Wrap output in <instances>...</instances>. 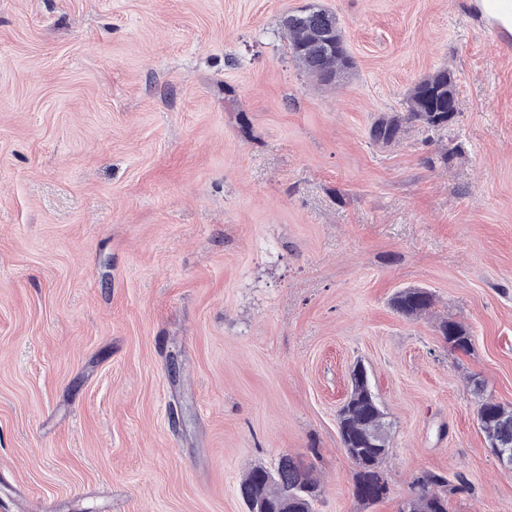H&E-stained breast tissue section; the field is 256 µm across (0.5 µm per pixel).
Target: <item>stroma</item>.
<instances>
[{
  "mask_svg": "<svg viewBox=\"0 0 512 512\" xmlns=\"http://www.w3.org/2000/svg\"><path fill=\"white\" fill-rule=\"evenodd\" d=\"M309 7L337 83L288 50ZM443 68L455 117L375 144ZM358 363L373 505L338 434ZM475 378L512 406V39L469 0H0V512H247L284 454L314 512H400L426 471L466 482L448 512H512ZM313 17L308 26L297 25L292 17L288 16V23L285 21V28L288 31V47L293 57L299 62L304 71L318 81L326 83L331 79H338L350 71L353 61L349 55L343 40L341 29L337 21L331 29L325 30V18L331 13L325 9H309ZM328 34L332 42V50L327 53L315 52L307 47L316 41L317 37ZM394 309L409 319L419 318L432 306V297L423 288H407L392 300ZM442 335L449 344L463 352L470 351L472 347V337L464 326L453 320H445L440 325ZM338 427L342 447L356 467L355 498L368 505L382 501L389 491L382 468L390 455V423L362 365H356L350 374V392L340 409ZM378 429L383 431L384 444L374 447L369 439ZM379 438L374 433L371 440Z\"/></svg>",
  "mask_w": 512,
  "mask_h": 512,
  "instance_id": "35a3bbf8",
  "label": "stroma"
}]
</instances>
